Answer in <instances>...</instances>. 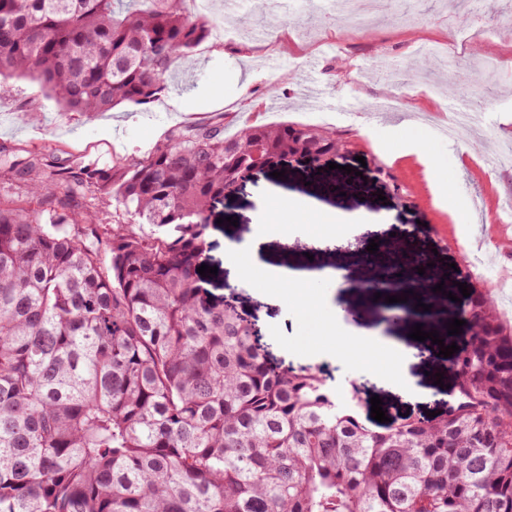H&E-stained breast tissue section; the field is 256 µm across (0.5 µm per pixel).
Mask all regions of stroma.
I'll return each mask as SVG.
<instances>
[{
	"label": "stroma",
	"instance_id": "stroma-1",
	"mask_svg": "<svg viewBox=\"0 0 512 512\" xmlns=\"http://www.w3.org/2000/svg\"><path fill=\"white\" fill-rule=\"evenodd\" d=\"M289 0L247 4L248 23L224 14V0H193L195 13L213 21L210 38L197 47L189 66L177 68L166 92L151 105L122 104L88 117L62 110L41 86L26 78H11L12 93L0 100V155L38 153L50 161L81 159L101 167L113 161L148 154L168 132L191 122L225 120L229 132L246 124L310 125L316 113L347 120L343 134L350 147L337 156L336 169L316 173L294 160L275 178L260 171L216 205L207 230L204 264L214 267L209 282L219 297H233L238 311L255 318L269 360L284 368L314 367L339 399L351 387L361 389L359 415L371 416L372 396H379L388 418L445 415L454 406L453 372L438 345L410 338L401 324L390 321L388 305L359 302L362 281L372 277L367 247H383L431 259L436 277L495 294L499 282L512 283V241L497 225L472 228L462 217L468 211L494 214L512 200V163L493 167L498 146H512V0H497L494 11L463 16L451 0H420L403 18H388L368 35L338 24L332 11L319 14L288 11ZM469 37V52L479 61L503 60L493 77L495 92L463 140L440 142L426 131L404 133L399 113L378 112L377 102L397 84L377 75L383 64L412 63L420 71L408 92V112L427 115L441 126L463 101L447 64L438 58L421 60L416 50L432 44L451 51L460 33ZM314 81L324 103L313 107L299 84ZM439 84L442 94L427 88ZM341 180L344 194L328 195L325 180ZM317 203L328 212L382 224V232L345 233L336 240L314 244L304 224L288 237L270 238L261 247L263 262L276 269H304L310 262L344 271L345 288L326 283L327 314L354 328L377 329L405 349V364L414 380L413 392L390 385L383 377L352 365L335 354L330 339L300 345L308 335L306 322L288 306L275 303L262 286L236 280L224 262L234 243L250 240L265 213L272 191ZM384 201H375L376 191ZM442 374L435 385L434 374Z\"/></svg>",
	"mask_w": 512,
	"mask_h": 512
}]
</instances>
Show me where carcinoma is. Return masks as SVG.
Listing matches in <instances>:
<instances>
[{"label":"carcinoma","instance_id":"1","mask_svg":"<svg viewBox=\"0 0 512 512\" xmlns=\"http://www.w3.org/2000/svg\"><path fill=\"white\" fill-rule=\"evenodd\" d=\"M210 35L187 0H0V99L21 75L68 112L148 104ZM346 147L206 122L110 167L0 157L37 204L0 198V512H512V326L491 296L471 289L448 358L456 406L375 430L358 388L270 363L197 272L247 170Z\"/></svg>","mask_w":512,"mask_h":512}]
</instances>
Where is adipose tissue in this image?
<instances>
[{
	"mask_svg": "<svg viewBox=\"0 0 512 512\" xmlns=\"http://www.w3.org/2000/svg\"><path fill=\"white\" fill-rule=\"evenodd\" d=\"M225 259L239 280L264 283L272 298L288 305L308 321L315 334H327L331 323L324 317L326 304L313 288L323 278L320 270H288L273 272L260 259L259 244L227 250ZM337 351L351 364L365 367L384 376L393 386L410 390L411 381L401 357V346L372 334L337 335Z\"/></svg>",
	"mask_w": 512,
	"mask_h": 512,
	"instance_id": "ef3b65f1",
	"label": "adipose tissue"
}]
</instances>
